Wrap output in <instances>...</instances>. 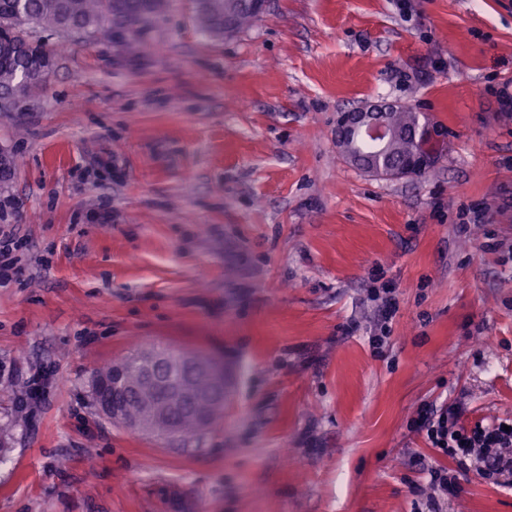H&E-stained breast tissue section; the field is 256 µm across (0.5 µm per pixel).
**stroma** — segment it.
Returning a JSON list of instances; mask_svg holds the SVG:
<instances>
[{"instance_id":"1","label":"stroma","mask_w":512,"mask_h":512,"mask_svg":"<svg viewBox=\"0 0 512 512\" xmlns=\"http://www.w3.org/2000/svg\"><path fill=\"white\" fill-rule=\"evenodd\" d=\"M139 38L50 39L45 89L0 112L24 244L0 285V512H424L430 463L458 478L439 512H512V484L411 424L459 397L468 424L512 417V0H268L221 40L175 0ZM377 102L447 130L427 174L342 158L338 113ZM136 345L223 361L209 431L97 411L94 371Z\"/></svg>"}]
</instances>
